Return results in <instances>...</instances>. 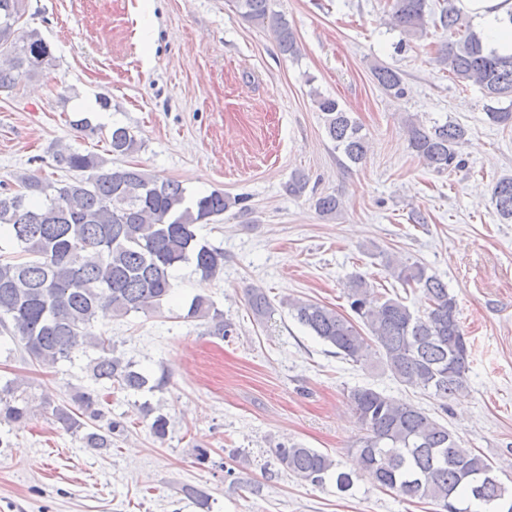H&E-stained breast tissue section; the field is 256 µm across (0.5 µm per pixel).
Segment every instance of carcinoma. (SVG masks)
Wrapping results in <instances>:
<instances>
[{
	"instance_id": "cac0c4a2",
	"label": "carcinoma",
	"mask_w": 512,
	"mask_h": 512,
	"mask_svg": "<svg viewBox=\"0 0 512 512\" xmlns=\"http://www.w3.org/2000/svg\"><path fill=\"white\" fill-rule=\"evenodd\" d=\"M393 23L409 37L426 30L427 0H389ZM241 16L268 24L278 48L296 57L299 46L284 15L270 8V0H232ZM27 0H0V91L15 90L22 79L54 65L55 57L40 32L20 26ZM439 23L450 40L441 43L434 62L462 86H479L491 104L488 119L512 127V55L489 48L474 31L472 21L455 0L441 7ZM380 87L403 93L399 72L383 65L372 68ZM324 115L326 130L346 159L362 163L368 143L362 126L340 102L311 91ZM411 150L424 164L442 172L459 167L457 147L467 130L456 123L427 127L407 120ZM110 153L134 154L139 145L126 127L112 128ZM56 167L69 176L55 182L35 175H19L15 185L0 182V237L10 241L12 254L0 253V336L10 338L31 361L53 368L92 350L86 369L93 385L76 390L70 402L52 408L56 421L81 435L86 447L112 448L124 434L122 422L109 416L112 391L137 393L161 390L169 377L153 379L114 355L112 338L95 330L97 312L107 306L115 317L156 313L172 296L171 271L191 263L202 279L224 269V251L199 240L196 226L224 214L236 201L219 191L188 200L175 180L148 174L136 166L107 167L92 151L60 150ZM498 214L512 219V177L499 179L492 192ZM383 267L404 287L422 291L427 307L415 314L399 298L380 300L359 275L347 285L353 315L325 304L287 302L293 318L335 349V354L362 367L377 361L400 383L419 388L442 401L467 388L470 351L448 284L419 262L386 257ZM258 319L271 315L273 304L260 288L247 293ZM187 317L204 320L206 335L224 338L232 323L210 298H192ZM367 334H362L360 328ZM19 385H0V418L20 421L34 415L29 398L17 394ZM364 436L352 450V468L344 470L332 457L300 444H279L276 460L287 471L321 486L335 477L336 489L350 491L355 479L368 475L379 488L406 500L430 501L439 512H512V488L495 480L479 493L474 480L494 472V465L422 408L397 401L373 388L357 387L348 394ZM154 415L153 436L163 441L168 419Z\"/></svg>"
}]
</instances>
